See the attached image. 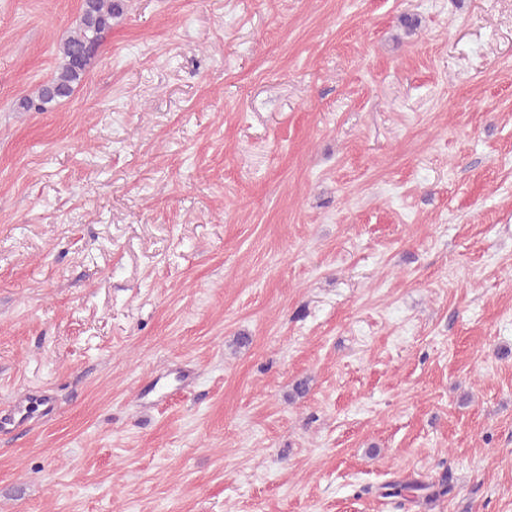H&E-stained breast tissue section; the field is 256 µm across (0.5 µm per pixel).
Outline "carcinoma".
Listing matches in <instances>:
<instances>
[{"instance_id": "carcinoma-1", "label": "carcinoma", "mask_w": 512, "mask_h": 512, "mask_svg": "<svg viewBox=\"0 0 512 512\" xmlns=\"http://www.w3.org/2000/svg\"><path fill=\"white\" fill-rule=\"evenodd\" d=\"M124 12V0H83L77 26L60 42L59 65L50 79L19 98L17 107L24 112H43L54 102L70 97L97 57L112 21ZM387 497L439 498L448 494L443 483L408 480L386 485Z\"/></svg>"}]
</instances>
